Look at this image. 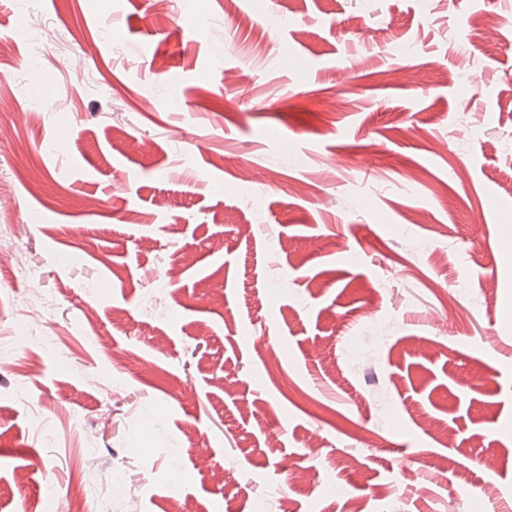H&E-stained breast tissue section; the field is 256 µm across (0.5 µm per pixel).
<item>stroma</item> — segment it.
Instances as JSON below:
<instances>
[{
	"mask_svg": "<svg viewBox=\"0 0 512 512\" xmlns=\"http://www.w3.org/2000/svg\"><path fill=\"white\" fill-rule=\"evenodd\" d=\"M0 42V512L512 504V0H0Z\"/></svg>",
	"mask_w": 512,
	"mask_h": 512,
	"instance_id": "35a3bbf8",
	"label": "stroma"
}]
</instances>
